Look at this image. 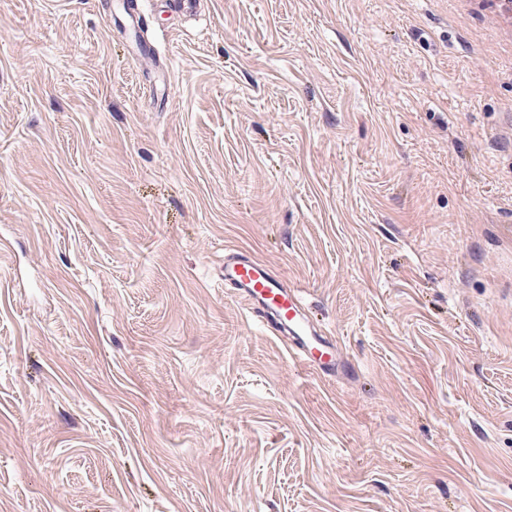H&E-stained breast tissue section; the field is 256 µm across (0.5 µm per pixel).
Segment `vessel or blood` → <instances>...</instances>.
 <instances>
[{
    "label": "vessel or blood",
    "instance_id": "1",
    "mask_svg": "<svg viewBox=\"0 0 512 512\" xmlns=\"http://www.w3.org/2000/svg\"><path fill=\"white\" fill-rule=\"evenodd\" d=\"M113 23L131 38L134 54L147 51L142 16L136 9L124 8ZM224 282L235 289L255 319L288 335L290 349L302 366L323 376L335 375L341 365L339 344L314 327L300 289L284 286L266 263L238 249L225 252Z\"/></svg>",
    "mask_w": 512,
    "mask_h": 512
}]
</instances>
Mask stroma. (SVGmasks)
Masks as SVG:
<instances>
[{
	"mask_svg": "<svg viewBox=\"0 0 512 512\" xmlns=\"http://www.w3.org/2000/svg\"><path fill=\"white\" fill-rule=\"evenodd\" d=\"M142 9L136 59L117 0H0V512H512V42L460 0ZM224 284L235 289L255 319L289 336L292 354L302 366L323 376L336 375L339 344L314 327L299 288L285 287L266 263L238 249H225Z\"/></svg>",
	"mask_w": 512,
	"mask_h": 512,
	"instance_id": "1",
	"label": "stroma"
}]
</instances>
